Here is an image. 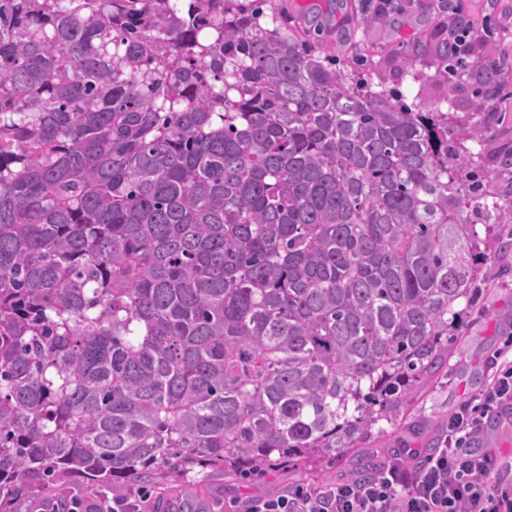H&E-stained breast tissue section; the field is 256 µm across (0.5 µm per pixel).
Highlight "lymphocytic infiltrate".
I'll list each match as a JSON object with an SVG mask.
<instances>
[{
    "instance_id": "f902f5d3",
    "label": "lymphocytic infiltrate",
    "mask_w": 512,
    "mask_h": 512,
    "mask_svg": "<svg viewBox=\"0 0 512 512\" xmlns=\"http://www.w3.org/2000/svg\"><path fill=\"white\" fill-rule=\"evenodd\" d=\"M506 404L512 405V343L490 357L484 389L449 417L426 460L404 448L370 478L294 484L245 503L241 512H512V460L471 449L485 418Z\"/></svg>"
}]
</instances>
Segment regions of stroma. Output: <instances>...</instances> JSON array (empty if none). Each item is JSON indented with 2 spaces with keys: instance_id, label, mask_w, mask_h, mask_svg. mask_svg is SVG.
Returning <instances> with one entry per match:
<instances>
[{
  "instance_id": "1",
  "label": "stroma",
  "mask_w": 512,
  "mask_h": 512,
  "mask_svg": "<svg viewBox=\"0 0 512 512\" xmlns=\"http://www.w3.org/2000/svg\"><path fill=\"white\" fill-rule=\"evenodd\" d=\"M464 15L474 23L490 16L503 23L498 33L496 51H512V0H497L496 8H489L486 0H462ZM372 7L363 0H342L341 8L332 22L335 39L341 44L340 57L349 60L367 54L374 47L390 49L398 41H409L423 35L429 19L439 16L436 0H425L424 7L406 12H393L381 18L370 34H363L358 26L362 16L372 15ZM496 261L485 263L483 275L486 288L480 304L464 318V332L449 360L447 384L425 390L423 409L436 420H445L455 411L462 398L477 396L488 376L486 357L512 342V272L501 274ZM392 437L379 438L370 448H353L321 467L294 471H276L243 477L212 472L202 483V495L215 500L211 512H228L236 502L275 494L292 483L316 484L350 476L352 471L364 469L393 457Z\"/></svg>"
}]
</instances>
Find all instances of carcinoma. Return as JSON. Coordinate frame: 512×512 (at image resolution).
Returning <instances> with one entry per match:
<instances>
[{
  "instance_id": "carcinoma-1",
  "label": "carcinoma",
  "mask_w": 512,
  "mask_h": 512,
  "mask_svg": "<svg viewBox=\"0 0 512 512\" xmlns=\"http://www.w3.org/2000/svg\"><path fill=\"white\" fill-rule=\"evenodd\" d=\"M450 28L375 83L277 0H0V512L419 430L512 250V63ZM397 88L406 96L408 103L415 102L420 105L424 110H442L447 111V107L442 103V97L447 94V91L440 86L424 85L421 94L415 100L414 96L419 90V84L413 83L410 77H407L402 84L397 85Z\"/></svg>"
}]
</instances>
